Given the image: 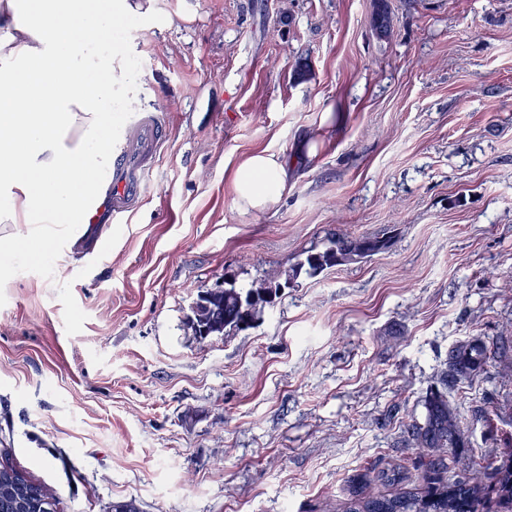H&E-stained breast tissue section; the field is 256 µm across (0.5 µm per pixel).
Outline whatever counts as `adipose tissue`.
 Here are the masks:
<instances>
[{
	"label": "adipose tissue",
	"instance_id": "adipose-tissue-1",
	"mask_svg": "<svg viewBox=\"0 0 512 512\" xmlns=\"http://www.w3.org/2000/svg\"><path fill=\"white\" fill-rule=\"evenodd\" d=\"M156 0H0V227L34 243L83 227L112 167L110 105L123 75L113 20L157 15ZM236 206L273 208L288 166L256 152L232 172Z\"/></svg>",
	"mask_w": 512,
	"mask_h": 512
}]
</instances>
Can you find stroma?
Listing matches in <instances>:
<instances>
[{
  "label": "stroma",
  "instance_id": "stroma-1",
  "mask_svg": "<svg viewBox=\"0 0 512 512\" xmlns=\"http://www.w3.org/2000/svg\"><path fill=\"white\" fill-rule=\"evenodd\" d=\"M157 0L124 64L165 144L100 255L56 227L0 280V450L63 512H336L374 465H421L449 349L512 325V0ZM285 160L275 209L229 174ZM392 233L288 280L338 234ZM283 288L244 331L198 340V296ZM480 462L512 454V368L452 398ZM231 186L239 209L246 212L269 210L288 188V165L266 152L253 153L232 172Z\"/></svg>",
  "mask_w": 512,
  "mask_h": 512
}]
</instances>
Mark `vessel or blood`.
<instances>
[{"instance_id":"vessel-or-blood-1","label":"vessel or blood","mask_w":512,"mask_h":512,"mask_svg":"<svg viewBox=\"0 0 512 512\" xmlns=\"http://www.w3.org/2000/svg\"><path fill=\"white\" fill-rule=\"evenodd\" d=\"M162 120L153 112H137L127 131L112 142V179L106 189L110 204L108 217L92 212L87 229L77 245L94 253L107 224H118L133 210L143 192L146 175L152 170L162 147Z\"/></svg>"}]
</instances>
